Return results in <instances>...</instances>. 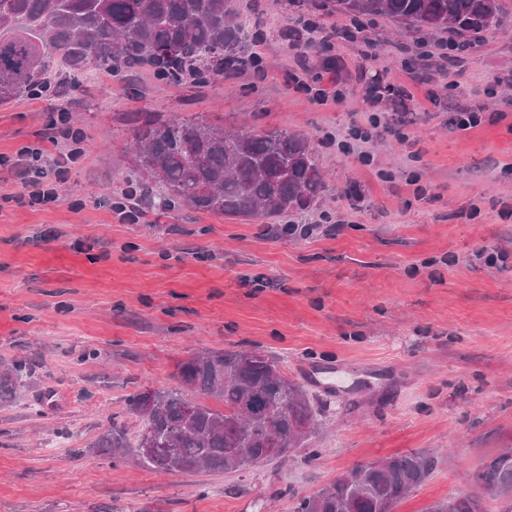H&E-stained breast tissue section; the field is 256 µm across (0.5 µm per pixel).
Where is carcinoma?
Instances as JSON below:
<instances>
[{"instance_id":"carcinoma-1","label":"carcinoma","mask_w":512,"mask_h":512,"mask_svg":"<svg viewBox=\"0 0 512 512\" xmlns=\"http://www.w3.org/2000/svg\"><path fill=\"white\" fill-rule=\"evenodd\" d=\"M321 11L351 18L382 17L410 33H447L452 46L469 43L501 24L509 0H312ZM247 35L231 0H0V104L28 95L58 72L89 69L123 75L145 66L171 83L203 87L246 71ZM59 60H54L56 53ZM369 99L395 92L374 75ZM134 168L163 187L158 207L176 205L263 221L305 213L323 197L324 177L308 135L286 130L226 128L203 115L163 119L146 112L132 130ZM178 386L157 391L148 416L143 393L127 400L153 453L136 460L139 440L112 423L91 444L98 456L142 468L184 473L243 472L300 452L315 460L312 401L286 378L280 361L260 351L210 350L177 363ZM25 386L22 367L0 370V407ZM434 460L407 452L366 461L330 484L299 497L292 512H396L430 475ZM490 496L512 494V448L489 457L474 477ZM478 494H455L427 512H476Z\"/></svg>"}]
</instances>
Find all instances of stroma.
Returning <instances> with one entry per match:
<instances>
[{
	"label": "stroma",
	"mask_w": 512,
	"mask_h": 512,
	"mask_svg": "<svg viewBox=\"0 0 512 512\" xmlns=\"http://www.w3.org/2000/svg\"><path fill=\"white\" fill-rule=\"evenodd\" d=\"M261 21L265 71L198 88L103 71L57 97L0 105V365L31 371L0 407V512H291L355 464L424 451L434 469L397 512L475 491L484 461L512 448V17L448 64L429 34L382 18L363 38L299 54L294 0H233ZM385 83L408 92L404 122L367 100L366 42ZM335 67L341 97L316 103L295 81ZM82 131L57 199L29 201L13 162L49 158L58 112ZM477 112L466 130L457 112ZM197 113L225 127L311 137L326 191L307 238L186 207L162 213L153 185L137 223L113 211L134 169L131 118ZM370 128L368 160L339 140ZM281 360L320 408L314 461L246 473L113 465L87 446L111 422L137 431L127 397L176 384L205 350Z\"/></svg>",
	"instance_id": "obj_1"
}]
</instances>
